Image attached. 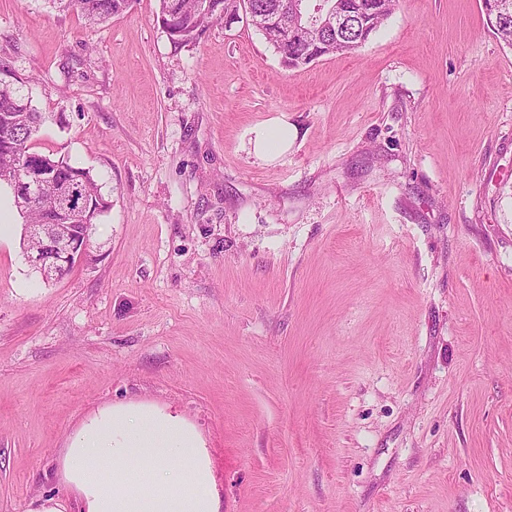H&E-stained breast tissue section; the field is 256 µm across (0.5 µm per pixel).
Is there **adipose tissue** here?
<instances>
[{"label":"adipose tissue","mask_w":512,"mask_h":512,"mask_svg":"<svg viewBox=\"0 0 512 512\" xmlns=\"http://www.w3.org/2000/svg\"><path fill=\"white\" fill-rule=\"evenodd\" d=\"M296 131L280 116L250 131L252 152L269 161ZM64 480L86 512H219L206 452L178 420L152 412L104 411L68 448Z\"/></svg>","instance_id":"adipose-tissue-1"}]
</instances>
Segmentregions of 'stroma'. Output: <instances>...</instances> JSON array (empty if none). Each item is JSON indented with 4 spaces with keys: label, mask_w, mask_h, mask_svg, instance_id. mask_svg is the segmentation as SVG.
Instances as JSON below:
<instances>
[{
    "label": "stroma",
    "mask_w": 512,
    "mask_h": 512,
    "mask_svg": "<svg viewBox=\"0 0 512 512\" xmlns=\"http://www.w3.org/2000/svg\"><path fill=\"white\" fill-rule=\"evenodd\" d=\"M158 13L0 0L34 152L110 201L46 282L0 188V512H80L65 452L109 408L190 424L221 512H512V47L482 0H400L296 69L245 13L179 46ZM59 10H76L89 26L126 13L133 0H48ZM249 134V143L255 157L270 161L279 152L288 150L295 139L296 130L288 123L286 117L280 116L254 127Z\"/></svg>",
    "instance_id": "1"
}]
</instances>
